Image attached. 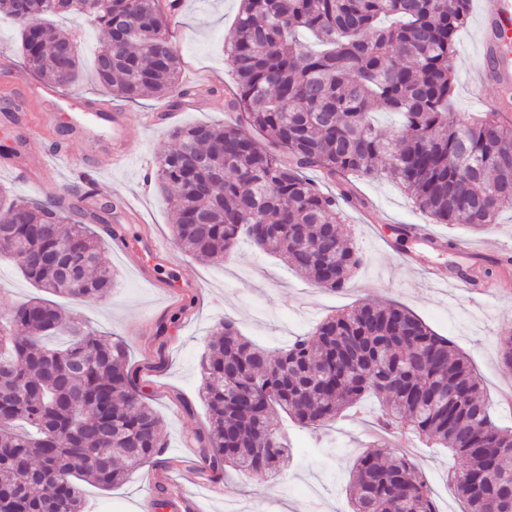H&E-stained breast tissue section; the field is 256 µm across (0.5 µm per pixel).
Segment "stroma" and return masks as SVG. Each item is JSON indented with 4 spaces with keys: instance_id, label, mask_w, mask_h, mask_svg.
I'll list each match as a JSON object with an SVG mask.
<instances>
[{
    "instance_id": "stroma-1",
    "label": "stroma",
    "mask_w": 512,
    "mask_h": 512,
    "mask_svg": "<svg viewBox=\"0 0 512 512\" xmlns=\"http://www.w3.org/2000/svg\"><path fill=\"white\" fill-rule=\"evenodd\" d=\"M237 9V0H184L173 40L184 61L183 81L198 89L205 105L186 107L169 122L155 119L166 108L164 99L127 105L129 159L118 168L94 154L95 149L107 148L110 127H96L94 144L71 130L73 123L88 121L84 101L109 99V92L86 76L63 89L58 99L27 100L22 89L36 76L19 51L17 27L0 18V48L6 49L11 64L6 85L0 88V187L16 196L41 199L62 192L87 172L96 183V203L130 194L142 217L141 223L131 224L115 215L109 224L96 225L105 244L103 260L115 273L116 285L98 300H69L65 307L92 328L126 342L136 386L162 419L167 450L159 462L147 464L111 489L84 485L86 512H142L143 482L150 475L155 478L153 495L177 484L202 501L208 512H225L229 500L238 502L240 512H352L347 486L357 456L376 442L389 449L397 444L394 438L381 440L375 435L379 403L372 396L326 427H303L278 413V427L290 446L287 468L249 482L229 470L219 476L223 493L208 492L209 477L195 465V437L207 424L199 360L212 328L225 316L236 321L243 336L275 354L326 316L359 299L399 302L456 343L477 373L496 422L512 427V374L505 373L498 360V339L504 330L512 329V272L497 278L500 296L478 302L421 275L422 268L433 265L450 279L455 268L477 266L512 250V204L502 209L492 229L475 231L464 224L450 228L430 220L395 183L357 180L362 202L343 206L341 218L352 226L354 244L364 262L339 292L315 287L280 257L245 240L224 261L202 262L181 251L177 263L154 264L142 271L112 252L108 233L112 227L133 240L147 230L157 241L174 246L170 204L143 163L155 159L160 147L171 146V126L236 120V113L224 106L235 87L224 62V43L233 33ZM480 31L481 11L475 4L457 39L451 110L459 115L484 111L485 100L501 94L491 84L478 91L472 88L480 63ZM41 111L57 113L60 122L51 132L36 136L30 115ZM415 224L425 226L427 239L412 237L396 244L393 227ZM448 239L453 247H445ZM156 278L187 283L182 305L170 307L163 289L152 284ZM36 293L14 262L0 261V317ZM407 445L417 452L416 464L426 474L440 512H462L463 505L448 483L454 459L447 449L425 446L412 437Z\"/></svg>"
}]
</instances>
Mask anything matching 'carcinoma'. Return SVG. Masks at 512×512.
Returning a JSON list of instances; mask_svg holds the SVG:
<instances>
[{
	"label": "carcinoma",
	"mask_w": 512,
	"mask_h": 512,
	"mask_svg": "<svg viewBox=\"0 0 512 512\" xmlns=\"http://www.w3.org/2000/svg\"><path fill=\"white\" fill-rule=\"evenodd\" d=\"M0 0L16 23L26 66L67 87L82 73L77 44L53 24L69 13L112 35L94 57L96 81L137 103L191 95L169 37L170 0ZM471 0H240L224 56L244 123L174 127L155 182L176 193V243L212 261L239 237L281 257L319 288L341 291L362 263L340 202L364 204L348 176L387 177L438 224L483 229L512 203V119H479L448 105L456 41ZM126 17L138 30L124 36ZM395 112L388 132L375 112ZM336 183L322 192L317 180ZM91 179L42 200L0 189V254L35 288L84 300L114 287L103 242L84 220H107L67 197L91 198ZM59 260L77 257L80 287ZM494 262L458 274L477 284ZM60 305L33 297L0 318V512H84L81 483H121L162 454V422L136 389L121 338L75 331ZM512 372V330L499 339ZM209 426L197 436L201 469L255 479L288 458L272 420L279 408L307 427L328 425L365 395L381 402L379 427L448 449L465 512H512V428L492 420L468 358L406 307L362 300L322 320L273 357L229 319L200 363ZM353 512H438L407 454L368 448L349 482Z\"/></svg>",
	"instance_id": "obj_1"
}]
</instances>
